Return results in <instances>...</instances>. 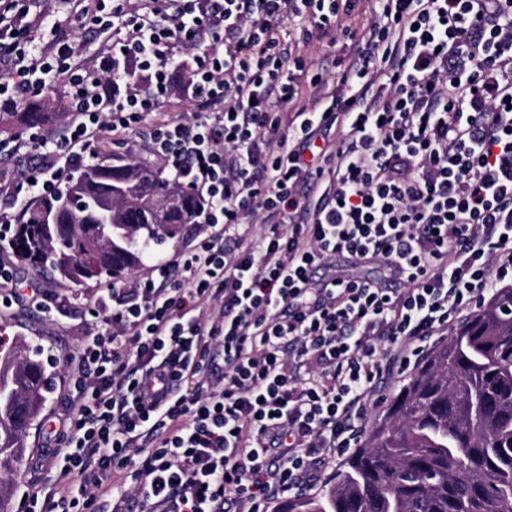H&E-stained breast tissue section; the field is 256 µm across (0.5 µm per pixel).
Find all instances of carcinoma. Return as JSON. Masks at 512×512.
Wrapping results in <instances>:
<instances>
[{
    "label": "carcinoma",
    "mask_w": 512,
    "mask_h": 512,
    "mask_svg": "<svg viewBox=\"0 0 512 512\" xmlns=\"http://www.w3.org/2000/svg\"><path fill=\"white\" fill-rule=\"evenodd\" d=\"M51 103L1 112L0 126L52 121ZM196 197L133 158L101 157L40 202L12 247L21 261L81 285L126 278L178 237ZM42 350L0 354V476L25 455L20 427L44 409ZM280 512H512V288L433 351L320 497Z\"/></svg>",
    "instance_id": "carcinoma-1"
}]
</instances>
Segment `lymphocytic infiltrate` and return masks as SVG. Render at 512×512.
Masks as SVG:
<instances>
[{"instance_id":"f902f5d3","label":"lymphocytic infiltrate","mask_w":512,"mask_h":512,"mask_svg":"<svg viewBox=\"0 0 512 512\" xmlns=\"http://www.w3.org/2000/svg\"><path fill=\"white\" fill-rule=\"evenodd\" d=\"M64 16L104 35L90 61ZM341 36L355 55L313 68L306 47ZM58 83L67 129L16 140L1 199L54 195L107 131L200 205L192 243L103 288L111 313L64 358L56 478L27 494L47 512H268L512 282V0H0V111ZM15 303L67 301L0 261Z\"/></svg>"}]
</instances>
